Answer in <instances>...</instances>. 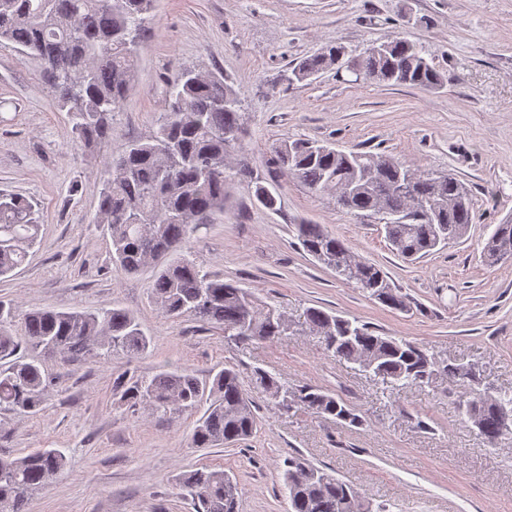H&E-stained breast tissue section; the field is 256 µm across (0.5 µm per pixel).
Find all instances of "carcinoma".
<instances>
[{
    "label": "carcinoma",
    "instance_id": "carcinoma-1",
    "mask_svg": "<svg viewBox=\"0 0 512 512\" xmlns=\"http://www.w3.org/2000/svg\"><path fill=\"white\" fill-rule=\"evenodd\" d=\"M158 0H0V48L39 59L56 106L68 112L77 138L86 146L112 136L113 117L123 111L132 87L141 39L151 29ZM362 72V79L387 86L443 88L448 76L405 39L384 43L378 52L346 58L344 47L329 45L294 64L304 81L336 65ZM239 93L222 75L184 69L169 84L166 109L148 136L127 145L125 153L104 160L97 224L108 234L112 261L129 273L159 258L151 298L166 313L213 325L236 340L272 341L288 333L285 313L221 277L203 273L184 255L187 234L224 215L227 190L248 179L253 197L278 211L279 195L254 175L245 153L233 155L244 136ZM278 166L310 190L331 196L336 206L382 226L392 249L407 260L423 258L462 237L472 223L473 203L455 176L435 182L382 153L343 151L308 139L273 146ZM414 194L400 190L407 175ZM303 249L353 287L381 304L403 311L407 300L376 265L356 254L320 224H296ZM38 209L19 194L0 193V277L25 261L38 239ZM512 246V222L496 225L483 246L489 265L500 261L503 244ZM303 325L323 339L334 356L360 364L393 387L425 384L437 378L463 388L459 409L490 445L512 434V394L493 395L473 372L461 378L463 364L434 367L428 351L412 342L376 334L370 326L320 308L306 310ZM20 328L34 357L0 365V407L23 414L39 411L51 384L42 357L55 355L75 363L136 357L149 337L137 316L114 306L96 311L38 309L20 313L0 300V359L18 347ZM256 382L285 409L296 407L334 421L355 423L354 409L340 396L312 386L290 390L262 368ZM124 398L156 412L195 411L206 403L190 434L193 448H213L248 439L256 429L252 404L235 367H224L202 382L187 371L161 370L135 381ZM66 466L57 449H43L13 460L0 459V512H23L29 495L42 489ZM282 491L289 512H371L349 483L303 458L285 462ZM177 482L198 502V512H238L239 487L222 470L197 468Z\"/></svg>",
    "mask_w": 512,
    "mask_h": 512
}]
</instances>
